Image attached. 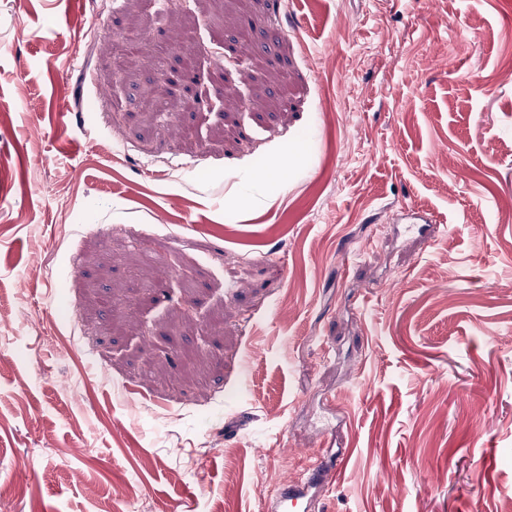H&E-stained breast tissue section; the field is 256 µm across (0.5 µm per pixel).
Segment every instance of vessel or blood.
<instances>
[{
  "instance_id": "b4317fda",
  "label": "vessel or blood",
  "mask_w": 512,
  "mask_h": 512,
  "mask_svg": "<svg viewBox=\"0 0 512 512\" xmlns=\"http://www.w3.org/2000/svg\"><path fill=\"white\" fill-rule=\"evenodd\" d=\"M338 463L310 453L303 468L283 480L278 493L267 502V512H307L311 500L321 494L336 478Z\"/></svg>"
}]
</instances>
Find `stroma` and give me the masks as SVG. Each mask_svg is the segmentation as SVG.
<instances>
[{
    "mask_svg": "<svg viewBox=\"0 0 512 512\" xmlns=\"http://www.w3.org/2000/svg\"><path fill=\"white\" fill-rule=\"evenodd\" d=\"M510 66L512 0H0L5 512H262L317 448L315 512H504ZM159 81L164 87L179 91L184 99L190 100L201 122H205L210 114L224 116V97L211 96L201 69L189 71L181 65L169 67L161 70Z\"/></svg>",
    "mask_w": 512,
    "mask_h": 512,
    "instance_id": "35a3bbf8",
    "label": "stroma"
}]
</instances>
